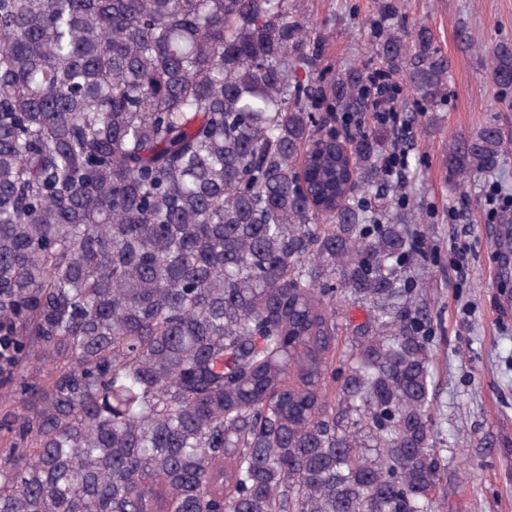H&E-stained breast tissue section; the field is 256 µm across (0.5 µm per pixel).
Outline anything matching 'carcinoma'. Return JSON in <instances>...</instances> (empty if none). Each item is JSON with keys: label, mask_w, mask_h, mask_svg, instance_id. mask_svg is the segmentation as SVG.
Segmentation results:
<instances>
[{"label": "carcinoma", "mask_w": 512, "mask_h": 512, "mask_svg": "<svg viewBox=\"0 0 512 512\" xmlns=\"http://www.w3.org/2000/svg\"><path fill=\"white\" fill-rule=\"evenodd\" d=\"M373 53L446 99L427 26ZM320 56L290 0H0V512H436L431 257Z\"/></svg>", "instance_id": "1"}]
</instances>
